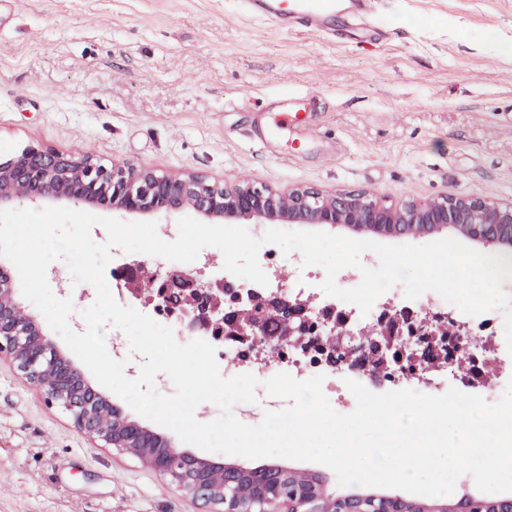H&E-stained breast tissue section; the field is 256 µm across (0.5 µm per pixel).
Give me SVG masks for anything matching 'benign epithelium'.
I'll use <instances>...</instances> for the list:
<instances>
[{
	"label": "benign epithelium",
	"mask_w": 512,
	"mask_h": 512,
	"mask_svg": "<svg viewBox=\"0 0 512 512\" xmlns=\"http://www.w3.org/2000/svg\"><path fill=\"white\" fill-rule=\"evenodd\" d=\"M65 202L77 207L111 209L126 214L176 215L192 209L210 221H244L248 224H330L356 232L365 230L407 234L424 224L428 232L440 227L459 231L487 245H512V205L501 206L480 198L458 195L426 202L386 204L367 191L326 192L314 187L278 191L251 184L228 186L198 174L172 175L131 164L107 166L90 155L26 147L0 159V210L21 205ZM113 276L134 289V295L176 319L182 336H226L257 346L274 356L287 345L313 336L321 351L340 352L355 369L374 371L396 360L407 343L430 341L423 356L412 349L410 357L433 363L432 341L452 339L459 351V366L469 337L430 321H417L397 313L380 320L376 349L368 351L346 343L347 323L339 321L323 335L311 329L310 307L287 295L247 299L224 287V278L200 272L162 270L146 261H133L113 271ZM276 325L275 335L268 334ZM7 354L18 372L39 389L50 404L62 407L76 430L139 458L147 467L169 478L194 499L224 506V512H370L366 498L331 497L321 505L315 490L304 498L284 500L274 495H254L231 488L224 465L174 447L164 437L129 421L81 372L51 346L32 313L14 296L10 272L0 269V354ZM472 499L452 505H423L422 512H470ZM376 512H414L415 504L401 497H385ZM480 512H512V498L483 499Z\"/></svg>",
	"instance_id": "obj_1"
}]
</instances>
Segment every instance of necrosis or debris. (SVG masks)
<instances>
[{
  "mask_svg": "<svg viewBox=\"0 0 512 512\" xmlns=\"http://www.w3.org/2000/svg\"><path fill=\"white\" fill-rule=\"evenodd\" d=\"M264 267L268 277L267 285L261 286L230 273L225 274L224 282L226 285L252 292L258 297L268 296L273 291L285 295L311 293L312 279L308 278L291 284L283 282L273 254H265ZM311 295L310 308L314 317L333 319L347 317L349 328L356 333L374 325L384 311L407 310L420 316L453 323L462 333L471 336L473 343L468 355L476 365L500 362L502 355L506 352L504 320L502 313L498 311L491 312L477 321L460 314L454 305L437 294H424L417 300L410 301L405 299L403 290L399 287L392 288L381 295L370 312L365 315L360 313L358 307L348 306L346 302L339 299L317 293H311ZM216 357L228 366L234 367L240 374L265 375L286 372L298 380H305L317 374L325 375L330 385L329 392L333 394L334 402L338 405H345L354 400L345 385L346 380L349 379L366 387L397 386L433 395L445 393L457 384L454 370L444 367L431 369L416 365L365 373L343 363L329 360L326 354L314 349L306 342L284 348L273 360L259 356L255 351L247 348L228 344L217 345Z\"/></svg>",
  "mask_w": 512,
  "mask_h": 512,
  "instance_id": "obj_1",
  "label": "necrosis or debris"
}]
</instances>
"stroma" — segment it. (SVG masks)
Segmentation results:
<instances>
[{
  "label": "stroma",
  "mask_w": 512,
  "mask_h": 512,
  "mask_svg": "<svg viewBox=\"0 0 512 512\" xmlns=\"http://www.w3.org/2000/svg\"><path fill=\"white\" fill-rule=\"evenodd\" d=\"M245 0L0 6V157L28 146L234 185L512 204V0L340 4L314 31ZM306 92L311 103L290 101ZM305 112L298 151L282 112ZM322 477L328 467L221 455ZM0 512H215L101 447L0 360Z\"/></svg>",
  "instance_id": "stroma-1"
}]
</instances>
